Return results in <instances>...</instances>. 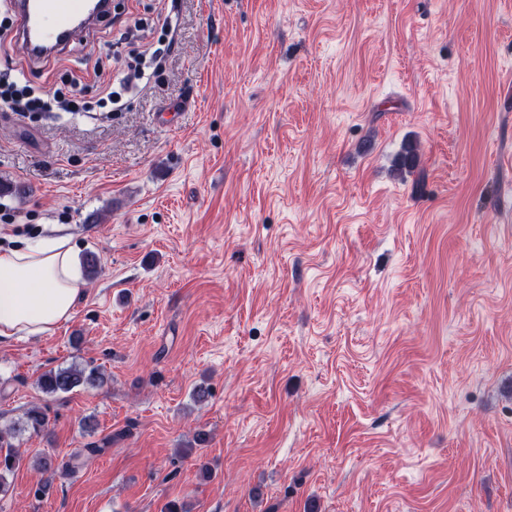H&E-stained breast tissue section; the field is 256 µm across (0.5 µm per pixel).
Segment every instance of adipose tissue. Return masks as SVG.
<instances>
[{"instance_id": "adipose-tissue-1", "label": "adipose tissue", "mask_w": 512, "mask_h": 512, "mask_svg": "<svg viewBox=\"0 0 512 512\" xmlns=\"http://www.w3.org/2000/svg\"><path fill=\"white\" fill-rule=\"evenodd\" d=\"M84 288L70 236L0 247V342L41 336L72 319Z\"/></svg>"}]
</instances>
